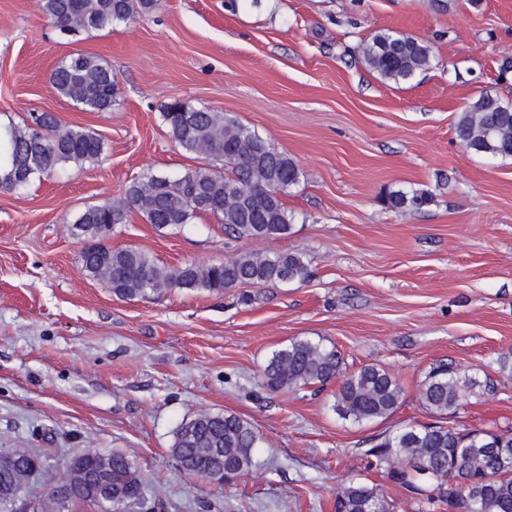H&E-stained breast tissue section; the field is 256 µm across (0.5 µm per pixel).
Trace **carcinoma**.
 I'll list each match as a JSON object with an SVG mask.
<instances>
[{"mask_svg": "<svg viewBox=\"0 0 512 512\" xmlns=\"http://www.w3.org/2000/svg\"><path fill=\"white\" fill-rule=\"evenodd\" d=\"M158 0H40L41 12L61 32L100 31L152 12ZM367 64L381 77L408 80L431 68L432 47L410 35L376 30L366 41ZM58 94L91 112L112 109L116 82L98 56L74 53L50 76ZM162 118L170 138L183 150L222 163L224 170L186 169L176 178L147 173L132 181L123 199L82 211L73 222L77 235L97 244L81 255L87 275L105 282L118 298L164 295L175 289L221 293L244 284L303 281L309 276L303 256L295 251L249 252L222 263L160 266L146 252L111 248L102 243L112 228L125 224L131 212L157 228H176L199 215H213L225 233L237 239L288 236L291 216L282 195L299 182L297 163L235 117L176 101ZM456 135L475 154L512 157V106L484 94L460 113ZM105 144L95 133L62 124L53 114H40L34 125L0 130V190L27 187L36 176H50L66 164L99 161ZM387 205L418 211L430 199L423 192L398 191ZM338 380L334 408L357 423L390 416L403 390L386 369L367 365L346 372L343 356L332 346L309 339L290 342L272 353L262 371L271 392L325 385ZM478 382L439 365L422 383L420 402L432 415L456 412ZM495 439L501 449H486ZM259 435L251 422L229 412L202 411L182 423L172 444L174 456L189 472L215 476L243 475L254 466ZM388 477L419 496L420 512H512V431L459 429L443 424L405 427L367 450ZM112 488L131 494L142 512L147 505L140 470L121 452L112 453ZM335 512H391V504L374 486L351 481L336 493Z\"/></svg>", "mask_w": 512, "mask_h": 512, "instance_id": "carcinoma-1", "label": "carcinoma"}]
</instances>
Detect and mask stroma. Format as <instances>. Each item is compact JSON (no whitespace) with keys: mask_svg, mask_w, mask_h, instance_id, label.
Segmentation results:
<instances>
[{"mask_svg":"<svg viewBox=\"0 0 512 512\" xmlns=\"http://www.w3.org/2000/svg\"><path fill=\"white\" fill-rule=\"evenodd\" d=\"M379 29L428 42L431 68L382 80L362 54ZM77 51L111 68V111L54 90L53 69ZM509 61L512 0H160L73 38L38 0H0V124L49 112L105 142L97 163L0 191V451L43 456L31 507L93 448L133 459L157 512H334L350 479L379 487L392 512H417L366 451L431 423L419 393L442 362L480 383L451 425L512 430V157L466 151L455 134L480 95L512 103ZM176 100L235 116L298 164L283 196L291 233L240 240L210 215L159 229L135 213L109 244L169 267L296 250L306 280L129 300L84 272L80 211L142 174L201 165L167 134ZM395 190L431 201L393 210ZM300 338L336 347L348 370H388L403 389L397 410L356 423L334 411L336 383L266 391L267 359ZM201 411L256 427L247 474L218 485L180 471L173 435Z\"/></svg>","mask_w":512,"mask_h":512,"instance_id":"stroma-1","label":"stroma"}]
</instances>
